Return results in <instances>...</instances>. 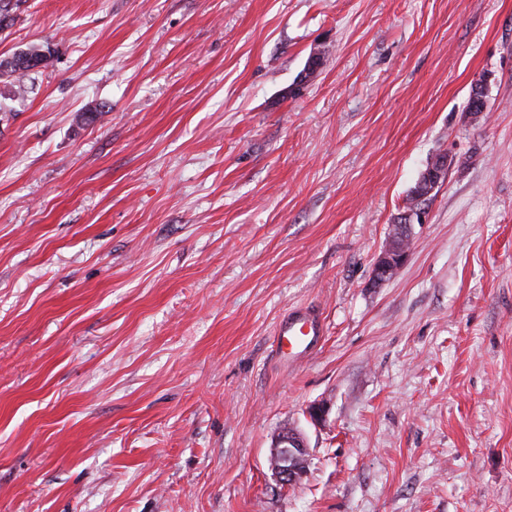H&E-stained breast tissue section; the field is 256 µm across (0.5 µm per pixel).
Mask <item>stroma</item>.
<instances>
[{"instance_id":"1","label":"stroma","mask_w":512,"mask_h":512,"mask_svg":"<svg viewBox=\"0 0 512 512\" xmlns=\"http://www.w3.org/2000/svg\"><path fill=\"white\" fill-rule=\"evenodd\" d=\"M32 44L0 92V512H512V0H22L0 58ZM301 305L327 336L289 367ZM46 62L47 56L38 46L32 45L24 52L0 59V79L9 80L15 75H23ZM421 224L425 221V211L422 208H413L407 210L397 218L394 226V232L389 245L378 256L375 272L377 280L385 281L395 276L404 266L409 251H407V235L409 234V226L414 223ZM397 241L398 243H394ZM325 319L313 308H296L278 324L275 336L279 351L288 348V358L308 359L318 349L325 336ZM269 466L285 485L299 484L308 470V449L297 432L278 435L269 456Z\"/></svg>"}]
</instances>
